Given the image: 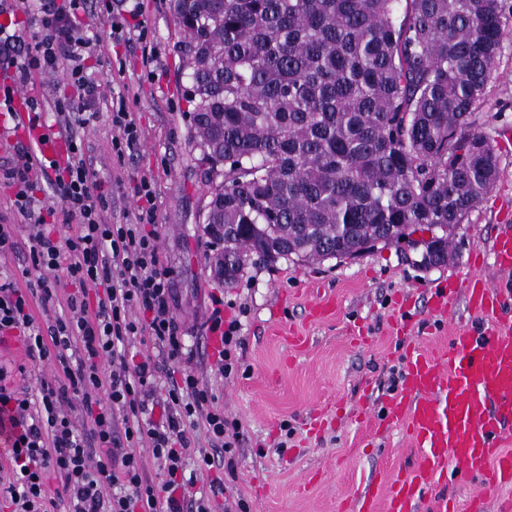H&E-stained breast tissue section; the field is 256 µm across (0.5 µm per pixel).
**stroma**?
Returning <instances> with one entry per match:
<instances>
[{
  "label": "stroma",
  "instance_id": "1",
  "mask_svg": "<svg viewBox=\"0 0 512 512\" xmlns=\"http://www.w3.org/2000/svg\"><path fill=\"white\" fill-rule=\"evenodd\" d=\"M141 12L143 34L114 43L100 0H89L79 19L87 35L103 40L86 65L102 85L95 119L81 129L86 157L98 181L112 193L105 219L132 222L133 189L152 181L160 224V251L172 270L176 316L194 351L191 367L201 382L215 377L217 354L205 323L211 300H224L225 320L237 321L242 368L225 380V416L240 427L236 473L225 477L214 512L240 497L251 512H352L351 499L372 478L396 473L411 449L401 430L371 436L358 422L360 406L377 413L395 393L391 369H404L409 344L447 345L460 326L490 327L456 298L451 319L429 309L433 289L464 278L472 269L512 291V270L495 267L494 240L512 232V24L506 26L497 65L474 111V126L500 155V178L483 203L458 225L447 265L418 267L419 253L377 246L349 261L251 259L241 278L225 284L211 268L203 233L209 187L200 153L191 146L183 90L187 80L178 53L181 29L171 0H124ZM123 104L140 132V143L117 157L112 107ZM334 300L326 317L312 316L315 297ZM306 338L299 347L287 332Z\"/></svg>",
  "mask_w": 512,
  "mask_h": 512
}]
</instances>
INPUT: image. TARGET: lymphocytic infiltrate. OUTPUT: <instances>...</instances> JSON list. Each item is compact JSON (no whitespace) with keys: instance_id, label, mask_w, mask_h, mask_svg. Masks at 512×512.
<instances>
[{"instance_id":"lymphocytic-infiltrate-1","label":"lymphocytic infiltrate","mask_w":512,"mask_h":512,"mask_svg":"<svg viewBox=\"0 0 512 512\" xmlns=\"http://www.w3.org/2000/svg\"><path fill=\"white\" fill-rule=\"evenodd\" d=\"M84 0H0V13L33 16L32 30L0 26V68L18 82L65 69L80 92L56 100L65 130V156L35 166L29 145L17 143L0 183L13 206L32 222L29 268H0V336L17 333L30 360L50 364L35 389L16 387L0 367V419L7 424L8 468L0 499L10 512H212L211 495L194 492L186 462L207 470H233L240 431L218 404L216 388L200 383L187 365V349L171 308V270L159 241L162 226L148 179L134 188L139 205L131 224L104 218L109 195L93 181L77 134L94 115L101 86L84 66L90 45L77 12ZM47 177L57 207L37 196ZM35 276L28 287L19 276ZM38 299L42 318L31 312ZM208 330L221 340L217 371L230 379L242 341L236 324L213 308ZM155 350L134 362L129 346ZM181 365L180 379L160 387V372ZM165 416L154 420L155 408ZM83 421H76V414ZM203 428L209 448H191L187 428ZM152 458L161 479L150 480ZM60 485L48 493V478Z\"/></svg>"}]
</instances>
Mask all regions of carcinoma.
I'll return each instance as SVG.
<instances>
[{
	"label": "carcinoma",
	"instance_id": "cac0c4a2",
	"mask_svg": "<svg viewBox=\"0 0 512 512\" xmlns=\"http://www.w3.org/2000/svg\"><path fill=\"white\" fill-rule=\"evenodd\" d=\"M204 234L224 282L252 256L342 259L462 224L500 156L472 128L508 0H173Z\"/></svg>",
	"mask_w": 512,
	"mask_h": 512
}]
</instances>
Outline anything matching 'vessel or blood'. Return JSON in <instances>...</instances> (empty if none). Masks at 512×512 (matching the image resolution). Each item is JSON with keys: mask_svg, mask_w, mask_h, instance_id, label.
I'll list each match as a JSON object with an SVG mask.
<instances>
[{"mask_svg": "<svg viewBox=\"0 0 512 512\" xmlns=\"http://www.w3.org/2000/svg\"><path fill=\"white\" fill-rule=\"evenodd\" d=\"M481 313L501 309V292L471 275L434 294L432 310L445 313L456 293ZM512 418V321L478 332L453 331L448 347L407 351L398 394L386 405L381 428L402 429L415 450L412 464L357 493L353 512H456L448 486L472 489L471 512H481L498 487L512 484V451L502 422Z\"/></svg>", "mask_w": 512, "mask_h": 512, "instance_id": "b4317fda", "label": "vessel or blood"}]
</instances>
